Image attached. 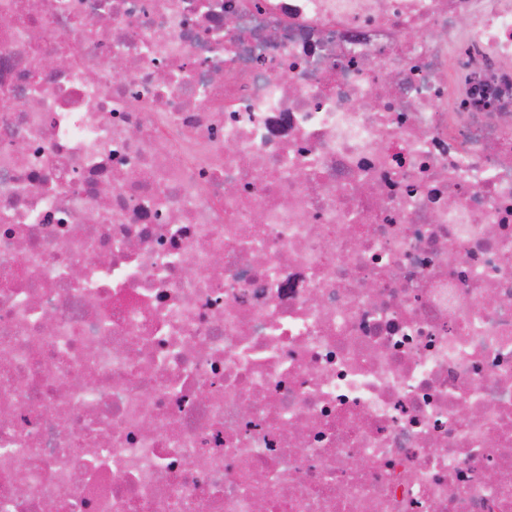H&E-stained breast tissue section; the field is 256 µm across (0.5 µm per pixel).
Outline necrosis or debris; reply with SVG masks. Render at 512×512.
<instances>
[{
  "instance_id": "necrosis-or-debris-1",
  "label": "necrosis or debris",
  "mask_w": 512,
  "mask_h": 512,
  "mask_svg": "<svg viewBox=\"0 0 512 512\" xmlns=\"http://www.w3.org/2000/svg\"><path fill=\"white\" fill-rule=\"evenodd\" d=\"M0 512H512V0H0Z\"/></svg>"
}]
</instances>
